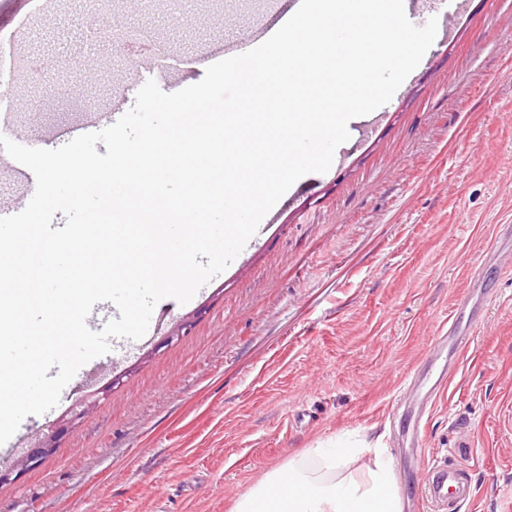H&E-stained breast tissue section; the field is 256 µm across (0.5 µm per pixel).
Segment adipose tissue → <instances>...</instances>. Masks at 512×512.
Segmentation results:
<instances>
[{"instance_id": "adipose-tissue-1", "label": "adipose tissue", "mask_w": 512, "mask_h": 512, "mask_svg": "<svg viewBox=\"0 0 512 512\" xmlns=\"http://www.w3.org/2000/svg\"><path fill=\"white\" fill-rule=\"evenodd\" d=\"M354 452L343 442L308 451L249 488L237 512H402L393 468L381 453L365 478L341 474Z\"/></svg>"}]
</instances>
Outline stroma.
Listing matches in <instances>:
<instances>
[{
  "label": "stroma",
  "mask_w": 512,
  "mask_h": 512,
  "mask_svg": "<svg viewBox=\"0 0 512 512\" xmlns=\"http://www.w3.org/2000/svg\"><path fill=\"white\" fill-rule=\"evenodd\" d=\"M17 34L50 81L13 85L11 132L56 148L115 123L148 76L128 50L88 43L87 0H43ZM298 0H112L114 23L149 25L148 44L174 72L167 93L200 82L237 37L281 26ZM437 35L407 82L350 126L328 172L297 181L229 267L186 304L165 298L162 324L111 339L59 404L27 416L14 461L62 424L80 391L95 411L67 427L56 454L0 485V512H234L274 469L338 437L381 448L402 512H423V471L392 401L422 366L482 258L512 251V0H428ZM36 189L0 157V215ZM475 344L423 418L427 459L476 486L468 512H500L512 490V268ZM192 321L187 335L171 329ZM471 440L472 453L461 448Z\"/></svg>",
  "instance_id": "stroma-1"
}]
</instances>
